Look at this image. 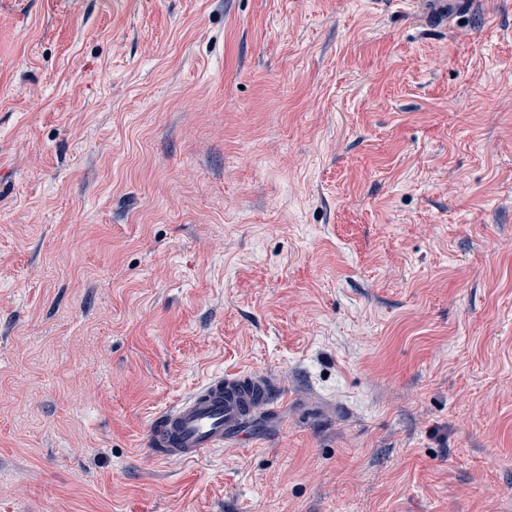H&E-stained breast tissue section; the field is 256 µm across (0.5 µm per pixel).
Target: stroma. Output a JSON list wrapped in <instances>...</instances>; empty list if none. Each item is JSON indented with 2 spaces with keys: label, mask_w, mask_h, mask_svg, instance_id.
<instances>
[{
  "label": "stroma",
  "mask_w": 512,
  "mask_h": 512,
  "mask_svg": "<svg viewBox=\"0 0 512 512\" xmlns=\"http://www.w3.org/2000/svg\"><path fill=\"white\" fill-rule=\"evenodd\" d=\"M0 512H512V0H0ZM280 384L266 373L231 371L211 375L175 404L156 413L151 443L162 459L195 461L231 441H247L245 428L256 401L278 412Z\"/></svg>",
  "instance_id": "obj_1"
}]
</instances>
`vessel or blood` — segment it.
Masks as SVG:
<instances>
[{"label":"vessel or blood","instance_id":"vessel-or-blood-1","mask_svg":"<svg viewBox=\"0 0 512 512\" xmlns=\"http://www.w3.org/2000/svg\"><path fill=\"white\" fill-rule=\"evenodd\" d=\"M280 385L266 373L231 371L211 375L175 404L156 413L151 443L163 459L195 461L231 441L246 442L256 404L279 409Z\"/></svg>","mask_w":512,"mask_h":512}]
</instances>
